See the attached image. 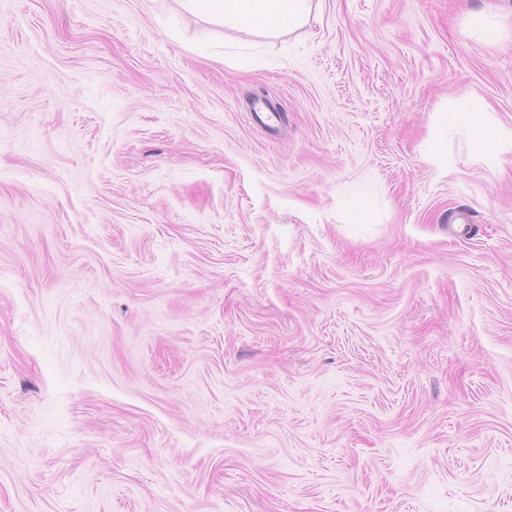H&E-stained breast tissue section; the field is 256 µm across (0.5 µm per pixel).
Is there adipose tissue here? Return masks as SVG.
Returning <instances> with one entry per match:
<instances>
[{"label":"adipose tissue","instance_id":"adipose-tissue-1","mask_svg":"<svg viewBox=\"0 0 512 512\" xmlns=\"http://www.w3.org/2000/svg\"><path fill=\"white\" fill-rule=\"evenodd\" d=\"M187 8L203 9L225 23L244 28H279L298 24L309 0H184Z\"/></svg>","mask_w":512,"mask_h":512}]
</instances>
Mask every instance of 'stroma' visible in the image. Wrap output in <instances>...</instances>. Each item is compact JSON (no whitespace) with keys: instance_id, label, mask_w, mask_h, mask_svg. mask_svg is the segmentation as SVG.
<instances>
[{"instance_id":"1","label":"stroma","mask_w":512,"mask_h":512,"mask_svg":"<svg viewBox=\"0 0 512 512\" xmlns=\"http://www.w3.org/2000/svg\"><path fill=\"white\" fill-rule=\"evenodd\" d=\"M463 99L512 131V0H0V512H512ZM189 9H204L224 23L244 28H288L306 15L310 0H183Z\"/></svg>"}]
</instances>
